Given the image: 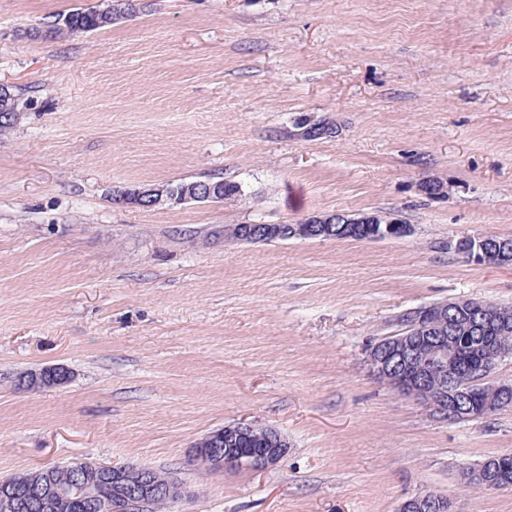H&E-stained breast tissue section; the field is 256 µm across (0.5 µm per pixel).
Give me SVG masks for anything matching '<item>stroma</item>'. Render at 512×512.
Listing matches in <instances>:
<instances>
[{
	"mask_svg": "<svg viewBox=\"0 0 512 512\" xmlns=\"http://www.w3.org/2000/svg\"><path fill=\"white\" fill-rule=\"evenodd\" d=\"M0 0V480L75 459L152 468L160 512H396L433 491L512 512L466 469L512 451V406L444 422L371 378L372 344L442 300L512 306V0ZM308 116L338 136L292 134ZM219 176L233 203L140 208L118 190ZM447 196L420 192L423 179ZM391 212L380 242L228 244V224ZM63 366L37 391L20 376ZM237 422L288 442L262 471L193 462ZM104 10L94 7L75 9L66 14L62 24L50 29L49 33L52 34V38H55L64 33H88L102 29L111 25L104 23L102 19ZM454 250L471 262H510L512 258L510 245L495 242L492 235L461 238L455 243Z\"/></svg>",
	"mask_w": 512,
	"mask_h": 512,
	"instance_id": "obj_1",
	"label": "stroma"
}]
</instances>
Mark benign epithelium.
Here are the masks:
<instances>
[{"label":"benign epithelium","mask_w":512,"mask_h":512,"mask_svg":"<svg viewBox=\"0 0 512 512\" xmlns=\"http://www.w3.org/2000/svg\"><path fill=\"white\" fill-rule=\"evenodd\" d=\"M297 136L303 139L335 137L339 133L335 122L324 119H306L297 125ZM220 189L210 185L186 186L176 189L168 184L151 185L122 191L123 203L149 208L159 205H185L213 202ZM367 231L365 241L401 239L409 236L411 226L404 223H381L378 214L354 216L344 212L316 214L295 224H231L224 226V240L236 243H270L291 239L331 240L343 233L358 237L360 229ZM454 250L471 262H509L512 247L496 242L491 235L465 237ZM460 309L448 301L435 302L414 310L401 324L398 333L386 336L369 350L366 365L369 374L387 383L399 395L423 404L439 419L457 421L462 417L485 418L512 399V385H495L494 396L476 408L472 406L471 392L481 383L490 369L480 360L462 361L458 353L448 347L445 337H436L448 325V332L459 328L456 314ZM496 317L488 306L474 303L466 311L467 325L484 331ZM58 376L68 381L70 372L65 367L46 368L40 373L27 374L19 379L23 390H34L44 375ZM252 425L235 423L214 431L196 445V459L224 470L261 471L275 465L286 453L288 442L275 429L259 448H240L239 441L248 436ZM68 468L78 473V480L69 485V491L83 499L91 495L90 488L112 485V497H102L101 512H151L155 499L163 493L176 500L182 496V487L170 478L160 483L154 470L142 466H110L87 460H74ZM481 489H503L512 486V462L505 460L489 464L483 462L469 473ZM31 490L35 498L51 502L62 495L48 475L34 481H0V508L6 512L18 509L14 500L20 487ZM398 512H457L454 503L432 492H425L404 500Z\"/></svg>","instance_id":"benign-epithelium-1"}]
</instances>
